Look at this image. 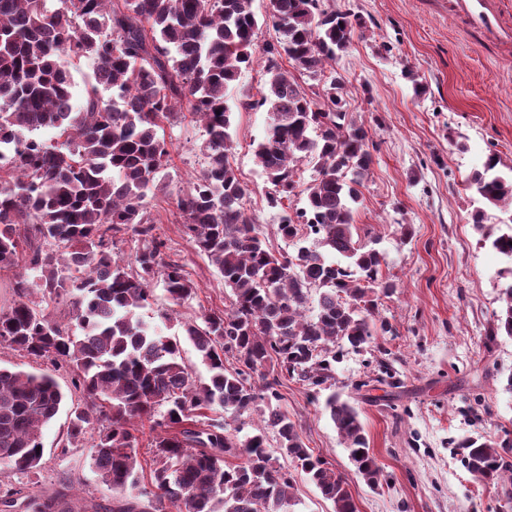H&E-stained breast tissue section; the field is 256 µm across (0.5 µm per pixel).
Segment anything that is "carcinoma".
Instances as JSON below:
<instances>
[{"mask_svg":"<svg viewBox=\"0 0 512 512\" xmlns=\"http://www.w3.org/2000/svg\"><path fill=\"white\" fill-rule=\"evenodd\" d=\"M319 2L269 0L276 36L260 44L253 0H0V273H13V299L0 307V345L69 370L75 399L64 446L82 447L93 436L91 464L112 491L109 512H289L295 485L276 451L334 512H358L344 478L305 447L278 407L281 379L320 387L332 378L336 348L374 342L379 300L398 288L383 275V253L362 243L354 224L373 154L367 128L345 111L348 81L333 63L359 18ZM256 51L263 89L239 107L270 115L254 154L274 186L266 203L280 209L278 232L300 244L294 254L267 245L245 212L246 188L232 161L227 90ZM83 59L94 71L74 105L71 67ZM305 76L323 84L324 96ZM183 105L202 123L204 168L177 209L230 295L225 310L181 321L167 335L142 314L151 279L161 276L176 306L194 297L195 286L155 234L160 218L148 199L170 158L160 131ZM44 130L53 137L42 138ZM303 164L314 165L317 177L303 190L304 207L290 212L283 201L295 195ZM468 189L512 211V162L489 154ZM471 220L512 260V232L496 233L481 207ZM126 234L139 242L129 261L113 252ZM313 290L316 312L308 316ZM70 299V320L53 319L49 307ZM500 301L491 341L512 337V284ZM184 340L207 379L192 378ZM65 398L48 371L0 368L1 466L41 468L42 429ZM215 405L233 420L260 414L277 450L263 431L241 441L228 419L202 420L201 410ZM325 409L358 473L379 485L382 471L356 407L332 395ZM143 419L155 432L146 468L135 434ZM511 446L468 439L463 465L485 482L512 477L501 453ZM20 500L26 512H81L63 489L0 491V508Z\"/></svg>","mask_w":512,"mask_h":512,"instance_id":"1","label":"carcinoma"}]
</instances>
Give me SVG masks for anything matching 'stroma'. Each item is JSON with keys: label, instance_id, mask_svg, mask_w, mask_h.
<instances>
[{"label": "stroma", "instance_id": "obj_1", "mask_svg": "<svg viewBox=\"0 0 512 512\" xmlns=\"http://www.w3.org/2000/svg\"><path fill=\"white\" fill-rule=\"evenodd\" d=\"M327 2L362 22L336 60L349 82L346 109L377 146L354 219L363 241L384 254L398 288L379 306L390 332L363 351H343L321 389L283 381L281 407L306 447L345 478L358 512H512V480H477L459 448L485 435L512 440V337L487 341L512 261L475 230L467 188L488 154L512 160V42L485 41L449 11L448 0ZM261 75L262 62L254 60L228 90L236 109L233 162L262 237L292 253L296 245L277 233L280 212L266 205L270 185L254 157L269 116L239 107L258 98ZM165 137L171 160L150 204L163 217L157 234L181 259L196 294L175 308L154 281L147 314L170 309L187 320L224 309L228 291L178 222L177 199L203 165V131L185 116L166 126ZM332 393L360 413L384 474L378 487L357 473L324 410ZM66 428L67 415L59 413L43 430L39 472L0 466V487H65L89 512H102L112 494L91 467L89 447L63 449Z\"/></svg>", "mask_w": 512, "mask_h": 512}]
</instances>
